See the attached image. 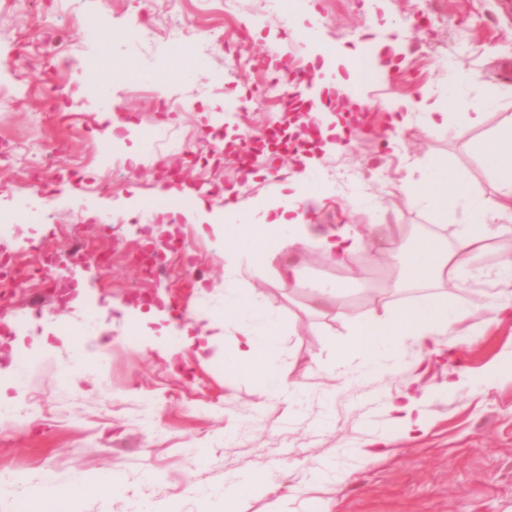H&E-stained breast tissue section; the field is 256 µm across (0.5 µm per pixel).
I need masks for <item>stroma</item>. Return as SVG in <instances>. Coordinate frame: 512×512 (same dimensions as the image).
I'll use <instances>...</instances> for the list:
<instances>
[{
  "label": "stroma",
  "mask_w": 512,
  "mask_h": 512,
  "mask_svg": "<svg viewBox=\"0 0 512 512\" xmlns=\"http://www.w3.org/2000/svg\"><path fill=\"white\" fill-rule=\"evenodd\" d=\"M90 16L111 38L91 39ZM56 38L63 54L43 55ZM363 43L393 64L389 78L351 80L359 58L323 68L322 50ZM182 51L203 72L181 77ZM507 62L512 18L501 0H0V253L34 239L67 263L57 285L73 296L30 310L46 286L34 276L0 312L14 325L0 342V387L15 399L14 417L0 418V512H30L33 487L83 479L100 488L79 495L78 512H148L160 502L212 512L225 481L245 478L246 512H512V320L484 308L495 284L469 277L419 289L401 257L369 246L350 272L302 242L271 255L261 274L244 270L230 282L223 238L194 215L201 203L245 223L249 208L301 172L318 193L314 223L400 226L406 247L426 236L454 244L461 225L400 187L444 158L473 190L493 193L478 145L512 122ZM308 68L323 82L346 81L348 97L371 110L369 132L342 151L312 144L316 162L304 171L263 143L271 130L292 135L297 89L280 101L246 96L271 74ZM462 70L478 78L459 89ZM489 93L481 122L459 125L456 113ZM418 98L422 107L395 127L388 102ZM436 110L449 111L447 127L427 126L425 113ZM392 136L401 150L387 149ZM184 144L203 145L195 163ZM164 219L172 231L160 230ZM75 237L108 255L97 275L72 256ZM143 247L164 252L170 279L139 270L133 256ZM290 263L297 274L284 288ZM174 282L203 330L221 328L230 289H248L277 322L276 366L302 390L286 403L263 394L259 378L233 368L227 339L167 360L177 339L160 335L158 320L135 347L125 337L133 298L165 315ZM329 282L343 284L338 298L319 292ZM423 295L472 308L452 337H438L441 356L410 342L393 371L344 384L330 376L351 322L384 319ZM42 335L52 348L39 345ZM66 336L100 347L102 366L71 376L77 354ZM403 389L420 397L422 428L409 436L386 411ZM117 470L119 495L104 487Z\"/></svg>",
  "instance_id": "1"
}]
</instances>
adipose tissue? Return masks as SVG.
Here are the masks:
<instances>
[{"label":"adipose tissue","instance_id":"ef3b65f1","mask_svg":"<svg viewBox=\"0 0 512 512\" xmlns=\"http://www.w3.org/2000/svg\"><path fill=\"white\" fill-rule=\"evenodd\" d=\"M479 150L496 179V196L487 197L471 190L464 173L442 177L444 162L440 159L433 160L431 176L403 184L402 190L409 200L424 201L436 215L460 221L463 226L455 248L426 237L406 253L404 264L411 281L431 284L445 279L456 283L464 274L465 261H479L489 240L504 239L512 233V123L501 127ZM315 201V194L300 174L287 184L280 201L256 204L249 212V224L259 228L261 241L257 244L250 242L246 226L224 225L219 213L205 212L201 219L230 243L232 252L227 269L234 274L240 271V258H247L250 270L255 272L266 256L290 249L299 239L321 249L337 267L352 268L367 234L348 225L322 229L312 224L308 213ZM224 307L230 312L224 325L232 330L234 367L256 371L272 396L288 399L297 383L272 365L275 321L262 314L240 291L225 298ZM467 312V306L423 296L394 307L386 320L360 321L353 325L350 340L337 347L333 376L349 380L353 363L367 359L379 345L398 347L411 340L423 346L435 342L437 337L452 335Z\"/></svg>","mask_w":512,"mask_h":512}]
</instances>
